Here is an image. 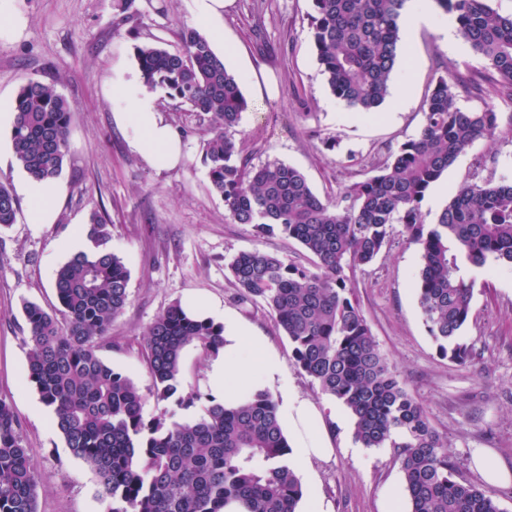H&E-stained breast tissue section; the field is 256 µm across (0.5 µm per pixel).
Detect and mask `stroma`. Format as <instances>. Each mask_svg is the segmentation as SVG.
<instances>
[{"instance_id":"35a3bbf8","label":"stroma","mask_w":512,"mask_h":512,"mask_svg":"<svg viewBox=\"0 0 512 512\" xmlns=\"http://www.w3.org/2000/svg\"><path fill=\"white\" fill-rule=\"evenodd\" d=\"M310 11L311 0H234L215 51L228 53L225 66L240 78L248 102L233 131L244 156L255 165L277 159L294 166L317 196L332 201L417 135L438 76L448 69L474 72L483 63L469 47L451 46L436 27H421L380 111L344 121L325 106L331 93L311 44ZM192 26L184 0H133L122 16L112 0H0V110L10 111L21 82L33 77L55 85L72 113L56 222L29 223L30 203L22 197L15 223L0 230V401L17 415L36 464L37 512L108 509L95 472L67 448L52 409L27 377L30 341L22 312L27 301L58 310L53 280L67 257L56 243L92 213L105 217L109 246L130 273L129 302L99 354L140 388L145 417L164 412L183 421L202 410L157 401L143 352L146 328L187 293L234 308L284 359L292 357L288 337L266 308L237 304L227 264L245 249L295 264L306 263V253L296 242L255 236L250 225L228 218L203 162L210 116L157 90L159 108L184 148L182 163L161 172L129 148V129L114 120L122 104L113 100L112 84L137 72L135 45L160 41L173 49ZM494 106L496 136L477 141L442 175L446 192L428 189L425 223L436 222L449 194L464 183L512 182V105L498 100ZM419 264L418 246L395 229L376 260L353 273L354 294L379 349L446 441L458 477L478 483L482 477L471 466L476 449L512 468V268L490 262L474 270L463 340L475 356L460 366L428 332L415 288ZM326 426L336 453L314 465L325 512H384L386 495L405 499L395 449L362 447L352 420L330 419Z\"/></svg>"}]
</instances>
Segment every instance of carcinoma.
<instances>
[{
	"mask_svg": "<svg viewBox=\"0 0 512 512\" xmlns=\"http://www.w3.org/2000/svg\"><path fill=\"white\" fill-rule=\"evenodd\" d=\"M406 2L312 0V47L331 94L347 106L370 113L389 96ZM436 2L454 16L484 70L439 76L419 134L334 201L318 197L295 167L279 160L256 166L242 155L230 130L248 102L205 34L183 32L174 50L137 45L134 56L148 89L212 115L204 163L231 221L259 236L293 240L311 256L307 267L260 249L236 253L228 269L237 302L265 306L288 336L296 368L349 411L358 443L399 449L409 512H502L486 490L455 478L447 444L379 350L347 276L370 264L402 225L420 249L415 288L429 334L462 365L471 355L462 336L476 284L470 271L489 260L512 267V184L465 183L435 223L423 221L430 185L498 129L494 108L466 109L459 98L512 101V13H499L489 0ZM12 112L18 166L36 180L57 178L71 125L66 99L54 85L29 77ZM17 211L0 182V229L15 223ZM87 236L94 250L73 255L55 274L63 319L37 304L24 306L28 378L53 409L67 448L95 470L109 512H223L230 498L247 512H296L304 492L288 466V438L269 393L236 407L211 397L187 422L163 413L145 419L139 387L98 354L128 303L129 271L108 247L111 233L101 215L90 216ZM222 332L189 318L178 303L155 319L144 344L154 396L185 407L201 400L183 389L182 352L193 344L209 356L223 345ZM37 487L16 415L0 401V512H37Z\"/></svg>",
	"mask_w": 512,
	"mask_h": 512,
	"instance_id": "obj_1",
	"label": "carcinoma"
}]
</instances>
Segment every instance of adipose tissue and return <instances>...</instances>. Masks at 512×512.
Listing matches in <instances>:
<instances>
[{
  "instance_id": "obj_1",
  "label": "adipose tissue",
  "mask_w": 512,
  "mask_h": 512,
  "mask_svg": "<svg viewBox=\"0 0 512 512\" xmlns=\"http://www.w3.org/2000/svg\"><path fill=\"white\" fill-rule=\"evenodd\" d=\"M112 95L126 105L125 111L115 113L114 119L130 127V149L151 168L177 167L183 158L182 141L159 111L154 94L130 79L113 84ZM19 188L32 205L30 223H54L63 191L61 183L25 176L20 179ZM181 305L190 317L209 319L223 327L224 343L210 363L209 382L223 394L225 402L237 403L267 387H279L281 417L290 433L291 469L309 474L314 461L332 455L330 435L318 407L295 389L283 359L248 322L221 302L203 299L195 293L185 295Z\"/></svg>"
}]
</instances>
